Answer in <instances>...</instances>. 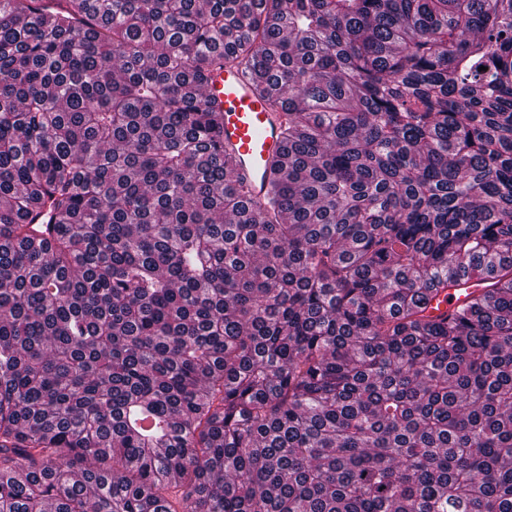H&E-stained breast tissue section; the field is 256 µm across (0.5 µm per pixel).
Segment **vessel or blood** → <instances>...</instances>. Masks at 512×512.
I'll return each mask as SVG.
<instances>
[{"label":"vessel or blood","mask_w":512,"mask_h":512,"mask_svg":"<svg viewBox=\"0 0 512 512\" xmlns=\"http://www.w3.org/2000/svg\"><path fill=\"white\" fill-rule=\"evenodd\" d=\"M206 95L216 100L223 116L224 154L234 161L244 192L250 199L264 200L269 190L265 164L279 146L285 112L256 88L250 71L242 64L215 71ZM478 285V280L468 275L453 277L440 311L463 304L466 293Z\"/></svg>","instance_id":"1"}]
</instances>
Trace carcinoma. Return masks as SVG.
Wrapping results in <instances>:
<instances>
[{"mask_svg":"<svg viewBox=\"0 0 512 512\" xmlns=\"http://www.w3.org/2000/svg\"><path fill=\"white\" fill-rule=\"evenodd\" d=\"M0 512H512V0H0ZM206 96L217 101L223 115L224 156L234 161L248 198L263 201L269 190L265 164L279 146L286 112L256 88L242 64L215 71ZM481 284L471 276L464 274L456 275L451 279V284L448 285V303L445 301L441 302L439 310L433 313L438 314L460 306L466 299L465 294L474 291L476 288H482L478 286Z\"/></svg>","mask_w":512,"mask_h":512,"instance_id":"cac0c4a2","label":"carcinoma"}]
</instances>
